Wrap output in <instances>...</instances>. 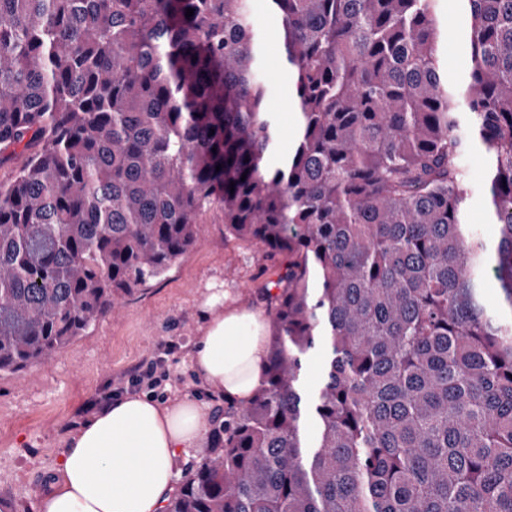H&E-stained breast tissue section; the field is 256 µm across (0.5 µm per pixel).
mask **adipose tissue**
<instances>
[{
  "instance_id": "adipose-tissue-1",
  "label": "adipose tissue",
  "mask_w": 512,
  "mask_h": 512,
  "mask_svg": "<svg viewBox=\"0 0 512 512\" xmlns=\"http://www.w3.org/2000/svg\"><path fill=\"white\" fill-rule=\"evenodd\" d=\"M207 319L191 352L211 404L184 396L175 407L149 396L108 400L63 440L39 512H161L178 478V454L198 447L218 421L213 405L248 403L264 377L268 324L261 314L209 289Z\"/></svg>"
}]
</instances>
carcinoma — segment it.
I'll return each mask as SVG.
<instances>
[{
  "mask_svg": "<svg viewBox=\"0 0 512 512\" xmlns=\"http://www.w3.org/2000/svg\"><path fill=\"white\" fill-rule=\"evenodd\" d=\"M268 2L286 153L252 0H0V155L23 157L0 181V377L164 275L219 210L287 262L263 382L163 512H512V0H465L458 79L435 0ZM475 146L493 244L465 220ZM252 4L266 45L263 72L269 86L267 104L270 111L277 117L280 148L286 152L294 142L295 114L293 113L294 104L288 97L291 96L290 79L282 64L280 52L278 53L276 48L277 43L280 46L282 43V26L278 17L269 10L265 0H254ZM286 97L288 98L285 100Z\"/></svg>",
  "mask_w": 512,
  "mask_h": 512,
  "instance_id": "carcinoma-1",
  "label": "carcinoma"
}]
</instances>
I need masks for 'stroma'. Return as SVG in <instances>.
Returning <instances> with one entry per match:
<instances>
[{"label":"stroma","instance_id":"1","mask_svg":"<svg viewBox=\"0 0 512 512\" xmlns=\"http://www.w3.org/2000/svg\"><path fill=\"white\" fill-rule=\"evenodd\" d=\"M253 9L266 45L267 104L277 117L285 151L294 142L295 115L283 105L291 83L277 51L282 26L266 0H253ZM437 10L448 20L441 63L456 76L465 66L462 2L437 0ZM465 169L466 221L495 242L498 228L490 215L480 151L467 154ZM198 238L197 246L161 278L138 286L85 336L22 375L0 378V512H38L36 492L50 481L65 435L84 421L86 403L126 385L140 363L163 355L164 405L173 406L186 394L208 402V388L199 384L189 360L191 343L204 324L201 302L207 290L224 289L237 304L262 313L266 306L259 295L274 272L258 248L225 236L220 212L205 218Z\"/></svg>","mask_w":512,"mask_h":512}]
</instances>
